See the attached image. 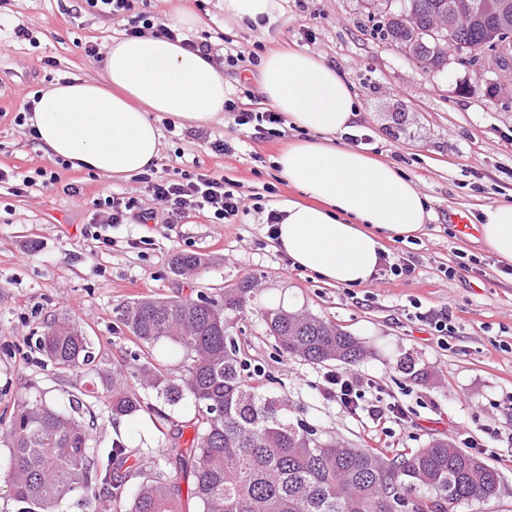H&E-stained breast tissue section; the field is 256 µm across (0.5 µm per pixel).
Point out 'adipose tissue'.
<instances>
[{"label": "adipose tissue", "instance_id": "obj_1", "mask_svg": "<svg viewBox=\"0 0 512 512\" xmlns=\"http://www.w3.org/2000/svg\"><path fill=\"white\" fill-rule=\"evenodd\" d=\"M227 22L269 27L281 0H222ZM259 91L304 139L274 160L300 199L282 207L276 245L293 266L329 284L369 283L388 241L421 232L430 202L398 166L344 144L361 104L354 87L321 57L282 50L259 64ZM224 74L198 53L162 37L112 42L100 79H73L41 89L28 122L49 159L118 179L155 166L162 112L184 125H207L224 112ZM485 248L512 264V202L482 208Z\"/></svg>", "mask_w": 512, "mask_h": 512}]
</instances>
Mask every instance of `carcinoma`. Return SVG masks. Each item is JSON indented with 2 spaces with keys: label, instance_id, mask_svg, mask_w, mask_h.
Segmentation results:
<instances>
[{
  "label": "carcinoma",
  "instance_id": "obj_1",
  "mask_svg": "<svg viewBox=\"0 0 512 512\" xmlns=\"http://www.w3.org/2000/svg\"><path fill=\"white\" fill-rule=\"evenodd\" d=\"M399 2L387 10L383 39L404 45L455 11L457 0H384ZM506 13L465 9L459 25L436 43L414 47L441 71L448 51L512 34V0ZM414 10L413 25L402 15ZM208 264L204 256L178 252L172 272L191 279ZM254 291L244 281L220 295L200 292L185 299L144 296L116 308L140 351L129 352L112 375L108 409L118 419L139 412L170 423L156 430L164 452L140 481L122 472L129 458L124 441L109 448L89 446L86 404L72 399V412L40 396L24 401L9 418L3 438L9 448L8 495L15 512H57L78 496L88 512L109 503L112 512H402L405 500L422 499L426 512H452L464 501L497 496L499 472L448 440H433L393 457L370 448H350L324 440L293 420L288 403L255 384V371L242 359L227 317L243 310ZM270 308L264 323L279 354L312 364H354L368 355L356 337L309 313L291 320ZM37 348L45 363L62 373L83 376L98 354L81 324L67 313L48 323ZM150 390L169 406L189 400L194 417L181 424L157 413L140 390ZM193 430L184 439V430Z\"/></svg>",
  "mask_w": 512,
  "mask_h": 512
}]
</instances>
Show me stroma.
<instances>
[{
  "mask_svg": "<svg viewBox=\"0 0 512 512\" xmlns=\"http://www.w3.org/2000/svg\"><path fill=\"white\" fill-rule=\"evenodd\" d=\"M283 7L281 21L264 31L225 25L220 0L148 4L163 24L176 10L199 11L203 23L193 35L209 38L215 54L228 43L246 52L258 44L268 52L303 50L353 84L364 108L359 132L369 139L365 152L396 164L430 201L421 234L385 244L387 254L412 257L415 272L379 274L363 287L325 284L285 264L267 236L264 214L253 210L234 224H216L194 211L175 224L131 217L108 228L112 243L100 247L84 234L95 218V192L133 196L139 208L163 213L138 178L69 168L60 170L54 188L36 184L20 196L11 183H0V418L41 394L67 406L69 394L91 387L88 403L97 416L92 447H110L120 437L132 460L146 464L161 450L151 417L139 413L115 422L106 411L121 353L136 348L116 320V306L140 296L219 294L250 279L255 291L229 324L244 358L260 368L263 391L287 398L294 418L322 438L352 448L392 456L438 438L452 440L501 475L496 498L462 503L454 512H512V275L485 250L479 229L463 235L448 219L458 212L473 219L481 207L512 201V100L491 96L488 77L454 63L424 71L381 39L383 19L371 0H283ZM19 26L29 39L15 38ZM123 35L118 20L89 10L84 0H0L1 168L30 175L49 166L15 114L48 84L99 78L101 65L86 57L85 45L105 49ZM151 118L161 132L158 172L201 169L272 209L296 198L271 158L297 141L298 131L284 125L266 138L228 112L198 139L181 125L168 132L171 119L163 113ZM215 138L226 140L233 154L212 152L208 142ZM71 183L82 186V195L68 192ZM181 251L208 260L188 284L171 272V259ZM270 307L324 318L365 342L369 354L352 366L279 356L263 321ZM443 307L455 325L444 344L415 318L416 309ZM62 311L81 323L99 352L95 371L81 378L43 365L35 349L45 323ZM408 357L415 362L411 373L401 367ZM329 371L372 382L367 401L403 402L407 421L398 425L363 409H340L322 391Z\"/></svg>",
  "mask_w": 512,
  "mask_h": 512,
  "instance_id": "1",
  "label": "stroma"
}]
</instances>
